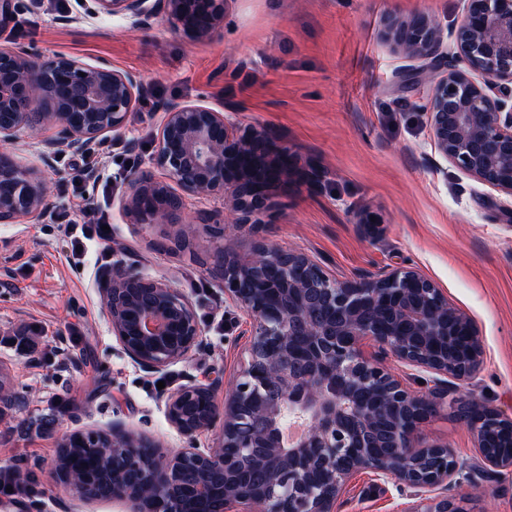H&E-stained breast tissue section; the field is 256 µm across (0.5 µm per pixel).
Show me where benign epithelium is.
<instances>
[{"label":"benign epithelium","instance_id":"obj_1","mask_svg":"<svg viewBox=\"0 0 512 512\" xmlns=\"http://www.w3.org/2000/svg\"><path fill=\"white\" fill-rule=\"evenodd\" d=\"M227 4L83 0L81 9L134 27L162 14L185 36L208 40L224 27ZM21 10L22 0H0V27ZM387 36L412 56L434 61L451 54L462 63L442 77L422 74L432 145L453 166L512 198V0H467L451 52L428 15L390 21ZM145 95L138 75L104 61L56 55L36 64L27 50L0 46V144L51 125L56 134L42 141L47 165L64 150L87 154L103 134H125ZM159 108L154 149L126 177L121 195L134 224H185L189 197L220 199L236 215L233 224H248L299 174L294 155L269 130L238 121L228 107L168 101ZM155 169L168 182L157 180ZM52 194L48 181L0 151V224L48 215ZM213 261L225 300L250 320L246 359L224 404L216 385L193 383L168 395L165 409L187 439L219 428L218 446L170 455L124 425L112 426L121 461L112 468V500L129 503L131 512H183L184 497L205 490L214 496L212 512H336L349 479L370 469L384 482L415 489L411 512H467L436 495L466 476V463L444 447L416 443L436 412L435 394L411 392L362 349L370 339L437 385L448 374L467 379L483 350L477 341L466 349L455 342L458 330L473 328L466 313L412 268L340 281L310 255L263 241L244 258L226 243ZM99 288L112 335L140 367L159 371L199 345L204 330L190 301L163 280L117 263L100 275ZM457 412L485 463L511 470L512 459L494 449L512 420L471 401ZM382 419L390 422L393 457L374 452L384 445L376 434ZM248 468L263 478H244ZM57 477L72 495L95 497L86 476Z\"/></svg>","mask_w":512,"mask_h":512}]
</instances>
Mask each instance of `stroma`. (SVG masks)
Returning a JSON list of instances; mask_svg holds the SVG:
<instances>
[{
  "label": "stroma",
  "instance_id": "stroma-1",
  "mask_svg": "<svg viewBox=\"0 0 512 512\" xmlns=\"http://www.w3.org/2000/svg\"><path fill=\"white\" fill-rule=\"evenodd\" d=\"M466 0H230L223 30L196 42L165 17L146 28L119 17H78L77 0H41L22 10L5 37L33 56L56 54L141 75L150 103L137 107L124 141L98 155L91 198L109 216L110 238L74 241L63 226L26 218L0 224V370L11 375L17 406L0 418V463L23 458L33 497L0 496V512H129L128 504L72 496L55 476L61 439L73 432H111L124 424L167 449L216 447L218 429L179 436L164 407L189 383L233 387L246 356L250 323L224 300L212 255L224 242L222 204L189 202L188 223L132 224L120 197L125 176L148 157L169 99L223 105L245 124L270 130L322 173L321 186L294 180L279 190L260 223L237 230L238 250L263 240L305 252L338 280L377 278L411 267L466 312L483 347L471 379H449L448 394L421 440L448 448L484 487L449 486L467 512H512V471H490L453 403L472 400L512 420V198L446 163L431 145L421 105L427 60L406 57L386 36L387 23L427 14L452 36ZM71 21H63V14ZM39 135L13 145L17 162L55 185V209L73 200L71 168L61 153L42 166ZM374 219L375 233L363 224ZM124 263L165 280L188 297L205 329L188 359L147 372L112 334L98 288L100 274ZM29 330L36 352L13 338ZM409 488L358 474L338 512H410Z\"/></svg>",
  "mask_w": 512,
  "mask_h": 512
}]
</instances>
